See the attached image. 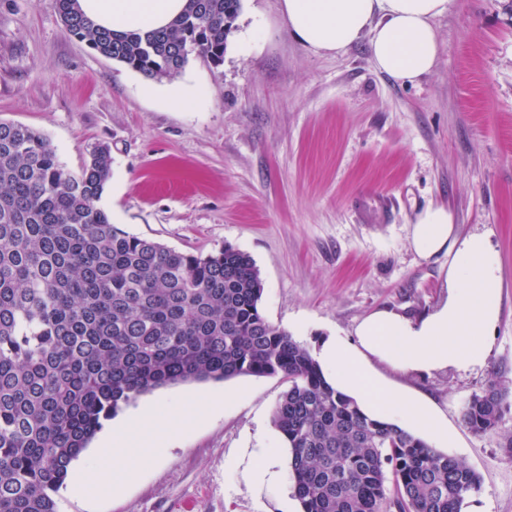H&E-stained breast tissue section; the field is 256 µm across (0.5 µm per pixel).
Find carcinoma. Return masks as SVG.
<instances>
[{
    "label": "carcinoma",
    "instance_id": "1",
    "mask_svg": "<svg viewBox=\"0 0 512 512\" xmlns=\"http://www.w3.org/2000/svg\"><path fill=\"white\" fill-rule=\"evenodd\" d=\"M242 0H187L166 29L96 28L56 0L66 32L152 80L195 55L218 67ZM112 152L79 173L46 135L0 120V512H57L72 464L137 396L191 381L282 375L273 424L302 512H462L480 475L408 429L364 413L310 349L263 315L259 270L230 245L180 252L112 224L99 201ZM508 387L494 373L462 408L495 434Z\"/></svg>",
    "mask_w": 512,
    "mask_h": 512
}]
</instances>
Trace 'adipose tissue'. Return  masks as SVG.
<instances>
[{"label": "adipose tissue", "mask_w": 512, "mask_h": 512, "mask_svg": "<svg viewBox=\"0 0 512 512\" xmlns=\"http://www.w3.org/2000/svg\"><path fill=\"white\" fill-rule=\"evenodd\" d=\"M187 0H79L96 25L114 31H149L168 26ZM448 0H280L291 35L305 47L338 53L369 36L376 68L412 83L434 68L439 40L433 21ZM412 246L425 259L446 253L448 298L433 312L412 319L390 310L363 318L354 339L328 338L318 360L334 384L363 409L404 427L444 435L443 418L413 394L382 382L383 363L405 375L467 370L487 360L485 340L498 318V257L486 235L459 237L452 214L431 206L417 215ZM184 423L143 413L113 429L102 446L116 458L132 446L152 453L159 436L183 433Z\"/></svg>", "instance_id": "ef3b65f1"}]
</instances>
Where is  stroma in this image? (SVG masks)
<instances>
[{
    "label": "stroma",
    "instance_id": "stroma-1",
    "mask_svg": "<svg viewBox=\"0 0 512 512\" xmlns=\"http://www.w3.org/2000/svg\"><path fill=\"white\" fill-rule=\"evenodd\" d=\"M434 27L435 68L403 83L375 67L367 40L314 51L289 34L279 0H243L223 65L193 56L154 81L69 36L55 0H0V119L46 134L74 172L90 145L108 144L100 205L113 224L179 251L247 252L263 314L313 351L353 337L375 310L416 319L445 300L447 255L424 259L411 244L422 210L445 206L460 236L487 234L501 293L485 367L375 369L429 398L448 424L433 447L481 475L462 512H512V457L499 446L512 433V396L498 434L460 417L492 373L512 382V0H449ZM186 93L196 105L174 107ZM364 194L388 198L391 213L362 217ZM287 387L278 375H241L139 396L113 425L150 409L187 432L147 457L127 449L115 468L129 475L112 489H62L59 512H285L290 469L258 488L250 467L257 449L286 450L272 416ZM202 396L215 403L200 415Z\"/></svg>",
    "mask_w": 512,
    "mask_h": 512
}]
</instances>
